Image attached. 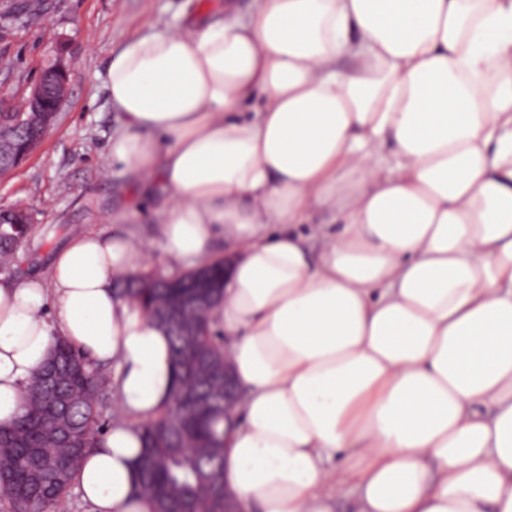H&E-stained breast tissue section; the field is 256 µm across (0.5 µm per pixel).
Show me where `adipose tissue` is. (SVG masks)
Returning a JSON list of instances; mask_svg holds the SVG:
<instances>
[{
	"label": "adipose tissue",
	"instance_id": "adipose-tissue-1",
	"mask_svg": "<svg viewBox=\"0 0 512 512\" xmlns=\"http://www.w3.org/2000/svg\"><path fill=\"white\" fill-rule=\"evenodd\" d=\"M108 91L109 162L168 258L220 236L231 261L214 316L247 393L224 423L241 512L343 492L354 512H512V0H224L129 39ZM143 261L88 232L49 279L0 282V423L54 338L115 370L132 421L81 462L93 512H153L139 425L175 363L118 293Z\"/></svg>",
	"mask_w": 512,
	"mask_h": 512
}]
</instances>
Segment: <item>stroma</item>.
Masks as SVG:
<instances>
[{"mask_svg": "<svg viewBox=\"0 0 512 512\" xmlns=\"http://www.w3.org/2000/svg\"><path fill=\"white\" fill-rule=\"evenodd\" d=\"M204 0H31L18 21L0 22V100L22 103L41 71L56 64L75 78L56 120L34 153L0 176V208L20 206L32 230L0 280L47 274L55 252L73 235L123 234L151 255L148 270L182 272L160 246L150 206L138 223L123 224L128 196L119 168H106L109 144L121 131L107 89L111 56L129 38L201 15Z\"/></svg>", "mask_w": 512, "mask_h": 512, "instance_id": "1", "label": "stroma"}]
</instances>
